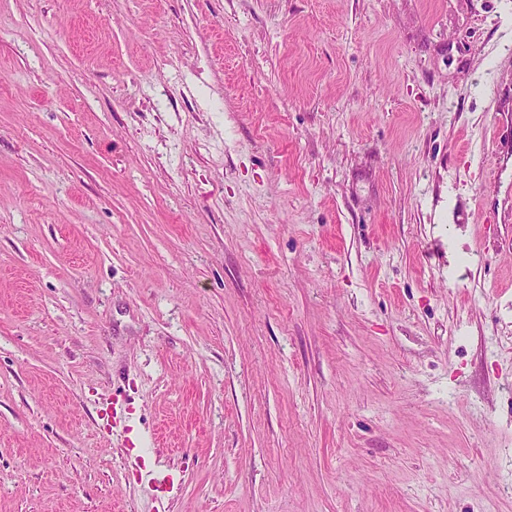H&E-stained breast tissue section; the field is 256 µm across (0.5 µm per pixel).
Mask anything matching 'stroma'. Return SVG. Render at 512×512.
<instances>
[{
	"instance_id": "obj_1",
	"label": "stroma",
	"mask_w": 512,
	"mask_h": 512,
	"mask_svg": "<svg viewBox=\"0 0 512 512\" xmlns=\"http://www.w3.org/2000/svg\"><path fill=\"white\" fill-rule=\"evenodd\" d=\"M512 0H0V512H512Z\"/></svg>"
}]
</instances>
